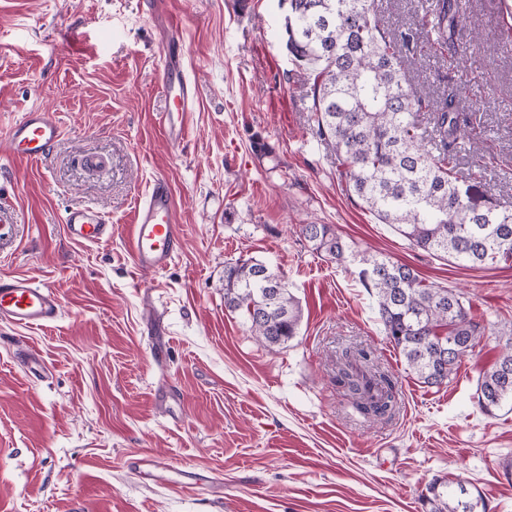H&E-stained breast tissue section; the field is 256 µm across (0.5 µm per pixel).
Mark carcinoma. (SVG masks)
<instances>
[{"label":"carcinoma","instance_id":"obj_1","mask_svg":"<svg viewBox=\"0 0 512 512\" xmlns=\"http://www.w3.org/2000/svg\"><path fill=\"white\" fill-rule=\"evenodd\" d=\"M283 2L286 49L312 77V133L336 156L346 193L430 255L466 268L511 262L512 208L480 203L471 185L480 173H461L458 144L466 130L456 91L436 102L417 91L422 54L414 32L384 21L375 0ZM456 2L435 0L422 18L438 45L448 43L461 22ZM300 233L331 261L354 257L329 224H303ZM358 263V277L407 367L429 386L448 383L481 343L486 325L459 293L424 284L406 264L367 252ZM282 279L252 259L224 265V306L243 312L252 335L268 348L288 343L301 320L291 290L277 287ZM334 380L364 416H388L398 403L395 383L363 349L337 356ZM476 398L486 415L512 411L511 347L482 373ZM428 493L431 512H486L482 497L461 480L433 482Z\"/></svg>","mask_w":512,"mask_h":512}]
</instances>
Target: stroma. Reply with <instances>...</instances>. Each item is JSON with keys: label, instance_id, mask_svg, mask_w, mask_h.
<instances>
[{"label": "stroma", "instance_id": "35a3bbf8", "mask_svg": "<svg viewBox=\"0 0 512 512\" xmlns=\"http://www.w3.org/2000/svg\"><path fill=\"white\" fill-rule=\"evenodd\" d=\"M0 0V278L52 286L49 328L0 322V512H429L428 485L461 480L512 512V412L484 415L482 371L512 344V262L463 269L408 244L349 197L311 131L307 76L285 47L280 0ZM181 24L196 86L182 145L162 128L163 30ZM418 91H459L473 127L462 169L512 205V0H466L451 48L418 28ZM61 135L12 157L22 112ZM172 189L182 247L137 271L129 224L153 181ZM87 207L110 240L80 244ZM304 224L462 293L488 329L448 384L429 387L387 339L357 267L316 253ZM261 261L300 303L273 349L224 307V265ZM370 351L400 392L367 420L332 379L343 349ZM42 363L26 370L21 358ZM65 223L68 236L78 243L97 244L111 235L110 225L86 207L71 208L66 214Z\"/></svg>", "mask_w": 512, "mask_h": 512}]
</instances>
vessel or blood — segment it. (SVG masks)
<instances>
[{"mask_svg":"<svg viewBox=\"0 0 512 512\" xmlns=\"http://www.w3.org/2000/svg\"><path fill=\"white\" fill-rule=\"evenodd\" d=\"M164 59L163 88L169 101L164 132L172 143H181L189 132L194 87L183 66L177 27H169ZM60 135V124L50 110L33 107L23 112L9 129L10 146L18 158H43ZM68 236L78 243L97 244L111 235L109 224L86 207L70 209L65 218ZM129 246L137 270L156 272L172 261L182 246L171 189L157 179L145 200L136 205L129 231ZM61 315L54 288L26 277L0 281V320L21 328L46 327Z\"/></svg>","mask_w":512,"mask_h":512,"instance_id":"1","label":"vessel or blood"}]
</instances>
